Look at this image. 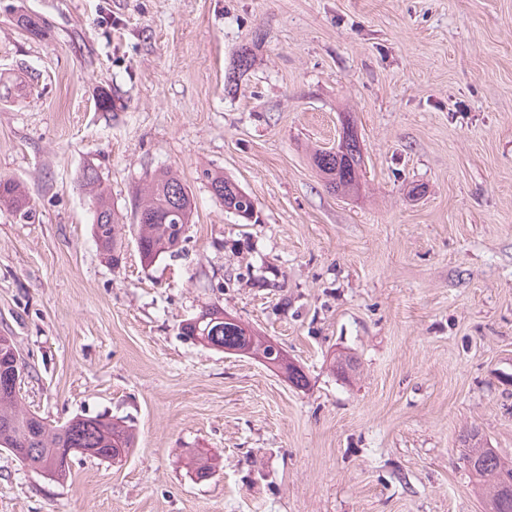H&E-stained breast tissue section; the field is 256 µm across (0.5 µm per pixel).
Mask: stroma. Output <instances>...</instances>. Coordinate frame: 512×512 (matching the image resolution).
Instances as JSON below:
<instances>
[{"label": "stroma", "instance_id": "obj_1", "mask_svg": "<svg viewBox=\"0 0 512 512\" xmlns=\"http://www.w3.org/2000/svg\"><path fill=\"white\" fill-rule=\"evenodd\" d=\"M0 75V177L32 196L0 209L24 405L137 431L126 462L76 456L61 484L0 450V512H483L467 434L512 459V0H0ZM347 122L365 168L343 195L311 154ZM89 167L124 227L116 267ZM163 167L196 212L146 268L135 193ZM214 302L307 386L183 338ZM83 185L90 194L93 205L92 233L97 248L100 246L112 254L110 259L107 254L102 255L106 263L112 267L118 266L124 242L119 229V220L116 217L110 197L99 187L97 172L89 168L82 175ZM203 177L209 189L212 188L221 192V196L223 198L222 204H224L225 211L231 212L229 209L232 208L235 211H248L250 206L254 205L250 195L246 193L238 185V183L229 179L228 177H224L223 172L206 170L203 172ZM239 189L243 191V194L239 191ZM231 213L239 216L235 212Z\"/></svg>", "mask_w": 512, "mask_h": 512}]
</instances>
